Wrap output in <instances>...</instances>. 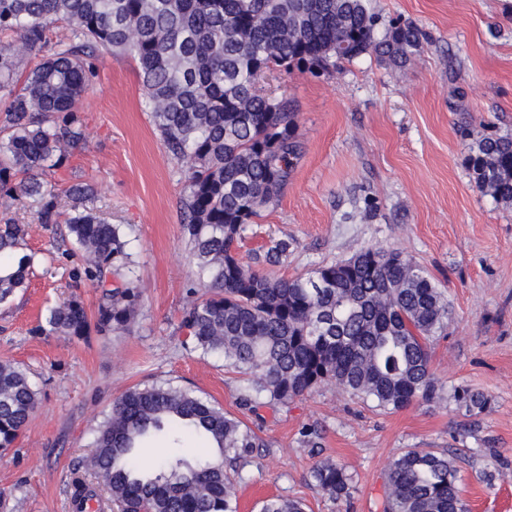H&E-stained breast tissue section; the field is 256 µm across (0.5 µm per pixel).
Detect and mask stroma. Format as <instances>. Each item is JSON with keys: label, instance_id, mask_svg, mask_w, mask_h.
Instances as JSON below:
<instances>
[{"label": "stroma", "instance_id": "1", "mask_svg": "<svg viewBox=\"0 0 512 512\" xmlns=\"http://www.w3.org/2000/svg\"><path fill=\"white\" fill-rule=\"evenodd\" d=\"M369 5L379 30L411 22L424 38L401 69L365 56L330 76H267L263 89L296 106L303 151L276 203L248 225L240 255L247 263L270 240L286 241L270 272L288 277L370 245L422 265L449 303L448 328L431 345L444 400L387 413L324 384L273 410L240 409L242 376L193 349L180 327L196 273L180 166L144 109L134 61L102 50L79 103L86 136L47 179L94 186L88 205L123 225L143 301L124 332L86 342L33 335L71 291L91 312L100 290L74 284L71 263H49L60 235L39 223L36 202L0 197V213L25 225L24 250L36 255L27 288L0 308V361L27 370L41 397L0 455V496L18 512H71V470L113 400L156 382L207 397L264 440L230 470L239 512L276 496L302 500L305 512H382L385 474L406 448L447 451L469 512H512V206L482 195L466 163L479 137H512V0ZM459 386L485 394L489 409L458 407ZM305 427L317 436L303 440ZM328 460L351 474L348 497L316 486L312 470Z\"/></svg>", "mask_w": 512, "mask_h": 512}]
</instances>
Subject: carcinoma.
I'll return each instance as SVG.
<instances>
[{
    "mask_svg": "<svg viewBox=\"0 0 512 512\" xmlns=\"http://www.w3.org/2000/svg\"><path fill=\"white\" fill-rule=\"evenodd\" d=\"M53 20L69 24L70 42L27 67L28 52L48 43ZM377 24L368 0H0V196L37 199L40 223L64 225L81 252L74 278L102 288L94 313L72 295L35 333L86 341L128 329L141 306L132 281L109 284L130 271L132 259L122 225L86 205L94 188H66L75 205L64 214L55 186L42 180L85 137L77 105L102 49L135 60L152 121L181 165L183 233L197 266L181 328L194 348L223 356L246 376L239 405L252 412L286 405L328 383L390 412L438 401L430 341L447 328L448 298L420 264L371 246L288 278L238 255L246 225L277 200L302 152L292 102L260 93L258 83L275 71L330 74L336 62L365 55L405 66L422 29L394 23L380 36ZM469 166L484 195L512 205V137L479 140ZM25 235L26 225L0 218L1 305L26 288L34 255L15 258ZM287 254L288 243L278 241L256 262L275 266ZM453 399L470 412L490 407L487 396L468 388L455 389ZM38 403L27 372L0 361L1 451L15 445ZM184 439L201 440L202 452L152 469L137 463L144 444ZM263 446L224 408L152 384L113 402L77 468L103 482L112 512H237L224 462ZM312 477L335 499L352 482L332 461L317 463ZM460 481L448 452L409 448L389 465L383 512H467ZM70 491L77 512L96 498L79 478ZM260 512L305 508L277 497L263 501Z\"/></svg>",
    "mask_w": 512,
    "mask_h": 512,
    "instance_id": "1",
    "label": "carcinoma"
}]
</instances>
